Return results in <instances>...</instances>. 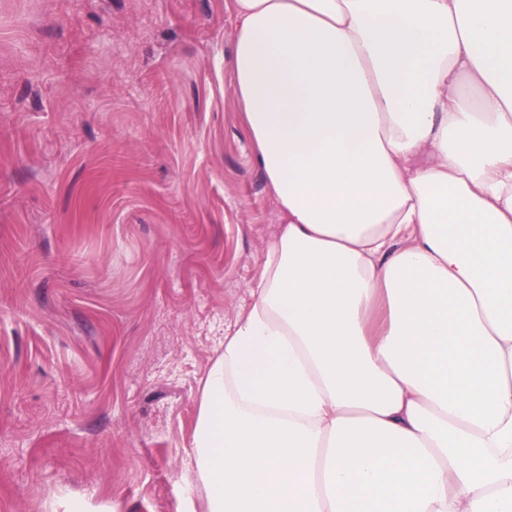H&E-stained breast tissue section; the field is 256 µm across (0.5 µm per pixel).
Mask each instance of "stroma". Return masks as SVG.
I'll return each mask as SVG.
<instances>
[{"label":"stroma","instance_id":"stroma-1","mask_svg":"<svg viewBox=\"0 0 512 512\" xmlns=\"http://www.w3.org/2000/svg\"><path fill=\"white\" fill-rule=\"evenodd\" d=\"M228 0H0V512H204L202 379L278 211Z\"/></svg>","mask_w":512,"mask_h":512}]
</instances>
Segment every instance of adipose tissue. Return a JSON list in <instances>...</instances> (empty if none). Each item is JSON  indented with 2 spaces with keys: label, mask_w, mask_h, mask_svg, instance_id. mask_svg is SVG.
Listing matches in <instances>:
<instances>
[{
  "label": "adipose tissue",
  "mask_w": 512,
  "mask_h": 512,
  "mask_svg": "<svg viewBox=\"0 0 512 512\" xmlns=\"http://www.w3.org/2000/svg\"><path fill=\"white\" fill-rule=\"evenodd\" d=\"M280 212L200 389L206 512H512V0H231Z\"/></svg>",
  "instance_id": "adipose-tissue-1"
}]
</instances>
